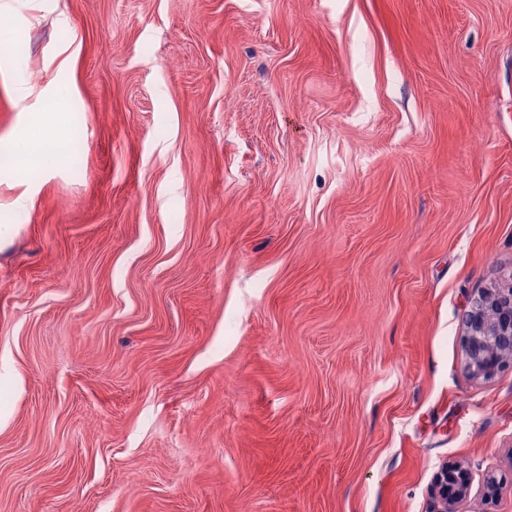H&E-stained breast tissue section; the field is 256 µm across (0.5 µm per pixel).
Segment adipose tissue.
Returning <instances> with one entry per match:
<instances>
[{
  "mask_svg": "<svg viewBox=\"0 0 512 512\" xmlns=\"http://www.w3.org/2000/svg\"><path fill=\"white\" fill-rule=\"evenodd\" d=\"M13 151L24 167L39 163L47 156L56 164H64L69 158V139L63 113H44L41 122L31 125L26 135L15 142Z\"/></svg>",
  "mask_w": 512,
  "mask_h": 512,
  "instance_id": "1",
  "label": "adipose tissue"
}]
</instances>
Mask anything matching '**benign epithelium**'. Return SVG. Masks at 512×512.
<instances>
[{"mask_svg":"<svg viewBox=\"0 0 512 512\" xmlns=\"http://www.w3.org/2000/svg\"><path fill=\"white\" fill-rule=\"evenodd\" d=\"M463 345L467 368L476 377L490 378L512 367V289L487 291L473 301ZM469 486L466 469L442 464L433 477L430 512H455Z\"/></svg>","mask_w":512,"mask_h":512,"instance_id":"obj_1","label":"benign epithelium"}]
</instances>
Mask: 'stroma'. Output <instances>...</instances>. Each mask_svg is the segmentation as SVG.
<instances>
[{
    "label": "stroma",
    "mask_w": 512,
    "mask_h": 512,
    "mask_svg": "<svg viewBox=\"0 0 512 512\" xmlns=\"http://www.w3.org/2000/svg\"><path fill=\"white\" fill-rule=\"evenodd\" d=\"M0 10V512H512V0ZM63 113L43 112L42 121L31 125L26 135L14 143V155L21 166L40 163L46 156H51L57 166L68 160V127ZM463 345L467 368L476 377L512 367V289L486 291L473 301ZM470 486L469 472L459 465L444 463L435 473L430 489V512H455V504L466 496Z\"/></svg>",
    "instance_id": "stroma-1"
}]
</instances>
